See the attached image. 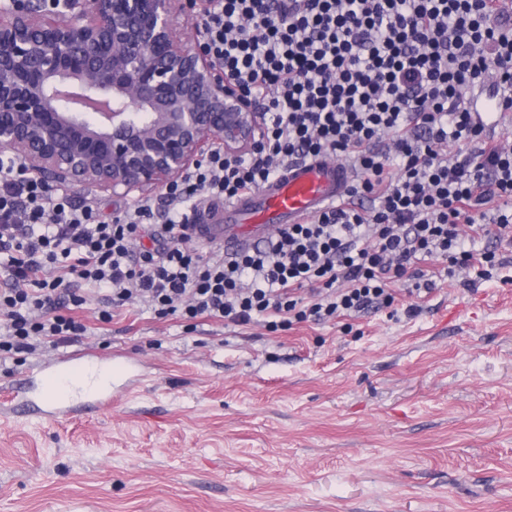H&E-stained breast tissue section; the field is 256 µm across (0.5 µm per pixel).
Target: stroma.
Wrapping results in <instances>:
<instances>
[{
	"label": "stroma",
	"instance_id": "stroma-1",
	"mask_svg": "<svg viewBox=\"0 0 512 512\" xmlns=\"http://www.w3.org/2000/svg\"><path fill=\"white\" fill-rule=\"evenodd\" d=\"M492 277L349 323L134 309L70 349L128 365L109 408L0 417V512H512V235ZM415 314H407L410 304Z\"/></svg>",
	"mask_w": 512,
	"mask_h": 512
}]
</instances>
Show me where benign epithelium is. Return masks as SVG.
Listing matches in <instances>:
<instances>
[{
	"instance_id": "benign-epithelium-1",
	"label": "benign epithelium",
	"mask_w": 512,
	"mask_h": 512,
	"mask_svg": "<svg viewBox=\"0 0 512 512\" xmlns=\"http://www.w3.org/2000/svg\"><path fill=\"white\" fill-rule=\"evenodd\" d=\"M186 0L0 3V150L49 187L114 196L152 193L220 143L238 157L263 132L261 113L215 67L178 17ZM84 90L99 111L63 109L56 89Z\"/></svg>"
}]
</instances>
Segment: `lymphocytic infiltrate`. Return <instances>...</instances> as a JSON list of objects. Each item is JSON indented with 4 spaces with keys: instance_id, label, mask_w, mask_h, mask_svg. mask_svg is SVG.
Here are the masks:
<instances>
[{
    "instance_id": "f902f5d3",
    "label": "lymphocytic infiltrate",
    "mask_w": 512,
    "mask_h": 512,
    "mask_svg": "<svg viewBox=\"0 0 512 512\" xmlns=\"http://www.w3.org/2000/svg\"><path fill=\"white\" fill-rule=\"evenodd\" d=\"M499 2L210 0L203 49L257 104V148L214 150L163 201L112 217L0 151V357L83 336L89 287L110 301L103 323L144 306L273 333L391 306L399 284L431 292L429 259L488 276L493 253L470 244L512 231V148L464 97L484 84L512 112V13ZM312 158L355 168L345 200L260 246H200L187 205L243 197Z\"/></svg>"
}]
</instances>
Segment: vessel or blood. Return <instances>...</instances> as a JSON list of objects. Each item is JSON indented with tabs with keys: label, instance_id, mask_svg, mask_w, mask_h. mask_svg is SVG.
I'll use <instances>...</instances> for the list:
<instances>
[{
	"label": "vessel or blood",
	"instance_id": "obj_1",
	"mask_svg": "<svg viewBox=\"0 0 512 512\" xmlns=\"http://www.w3.org/2000/svg\"><path fill=\"white\" fill-rule=\"evenodd\" d=\"M468 104L486 128L495 129L512 121L501 111L497 98L486 87L470 91ZM355 179L346 163L316 159L288 163L280 174L261 190L224 204V222L199 225L203 239L220 244L225 252H235L266 239L286 224H301L346 199ZM83 365L78 354L65 353L40 364L36 370L13 379L0 388V402L22 416L53 418L70 415L71 405L53 397L52 388L79 381Z\"/></svg>",
	"mask_w": 512,
	"mask_h": 512
}]
</instances>
